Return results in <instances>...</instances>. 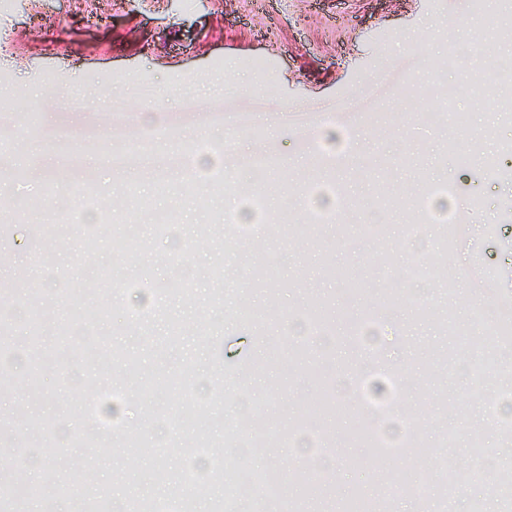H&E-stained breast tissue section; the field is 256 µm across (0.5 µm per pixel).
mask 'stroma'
<instances>
[{
  "label": "stroma",
  "mask_w": 512,
  "mask_h": 512,
  "mask_svg": "<svg viewBox=\"0 0 512 512\" xmlns=\"http://www.w3.org/2000/svg\"><path fill=\"white\" fill-rule=\"evenodd\" d=\"M505 12L512 0H0V137L26 161L21 172L0 164L8 190L0 198V310L12 315L8 340L21 351L0 370V478L83 488L25 500L20 512H87L94 498L112 512L114 503L156 497L193 512H279L277 501L260 508L222 493L228 471L185 454L205 440L246 469H276L303 512H344L358 490L377 496L389 485L391 512H500L481 482L446 503L435 482L428 498L412 496L407 461L371 455L355 436L364 399L392 401L433 448L430 472L444 459L471 466L474 430L493 462L512 460V434L499 430L512 422V374L505 358L490 364L472 349L485 330L480 310L512 304V164L502 150L512 144V121L484 119L497 97L512 98V82L497 97L466 94L446 105L421 92L467 75L466 66L445 64L447 28L469 35L476 66L512 63V32L489 24ZM206 79L234 86L206 96ZM330 103L339 109L326 124L317 109ZM447 108L466 113L468 126L419 124ZM301 110L311 111L312 130L286 121ZM243 112L250 127L237 121ZM96 126L118 138L154 137L161 152L173 135L206 149L167 167L112 169L96 150L80 168L58 164L47 137ZM258 153L275 165L252 179L234 169L235 157ZM451 164L449 194L473 204L471 239L448 265L452 288L433 276L409 283L415 266L436 267L440 221L465 220L432 193ZM91 182L110 193L111 211L87 196ZM144 198L151 209L139 208ZM174 209L179 223L159 229L157 216ZM372 211L378 240L364 233ZM244 212L248 224L226 226L227 214ZM425 216L436 227L406 243L405 227ZM88 231L102 239L97 252L81 246ZM126 237L137 244L130 256L117 247ZM259 265L263 286L253 278ZM472 267L487 280L476 305ZM349 277L358 291L347 288ZM184 278L186 292L175 287ZM387 288L420 294L425 317L408 300L378 305ZM105 293L111 311L77 324L79 346L64 347L57 322ZM316 305L323 335L302 336L303 356H290L289 337ZM30 307L44 312L39 329L23 319ZM135 310L144 319L131 321ZM369 312L375 322L366 328ZM460 331L468 346L457 343ZM123 353L135 357L136 372L123 374ZM33 357L46 367L37 400L26 381ZM176 373L206 412L218 413L209 428L183 423L185 399L162 390L139 397ZM347 379L352 389L340 392ZM329 386L338 390L334 406L305 432H289ZM243 400L284 430L278 446L244 453L242 434L227 428ZM40 439L60 456L37 469ZM88 460L89 483L81 472ZM190 467L201 486L187 482ZM160 468L169 474L162 487Z\"/></svg>",
  "instance_id": "obj_1"
}]
</instances>
